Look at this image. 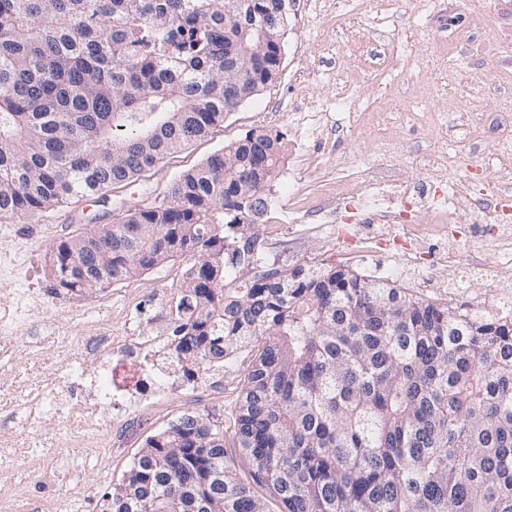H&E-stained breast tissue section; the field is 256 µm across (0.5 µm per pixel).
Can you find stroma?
Instances as JSON below:
<instances>
[{
	"label": "stroma",
	"mask_w": 512,
	"mask_h": 512,
	"mask_svg": "<svg viewBox=\"0 0 512 512\" xmlns=\"http://www.w3.org/2000/svg\"><path fill=\"white\" fill-rule=\"evenodd\" d=\"M497 39H489L472 14L471 0H296L284 39L276 83L225 116L209 135L166 157L138 180L76 199L31 217L0 220V290L34 289L25 324L0 331V452L20 444L19 458L0 459V512H101V496L121 478L147 436L183 411L222 416L234 431V411L250 364L248 352L224 367L198 395L184 399L150 395L140 406L119 401L98 411L96 427L73 441L67 411L45 406L31 417L24 395L68 385V367L93 372L97 349L116 336H171L167 301L182 260H173L121 284L89 293L56 295L49 274L55 242L112 223L126 204L161 201L173 181L224 145L255 128L283 133L285 155L265 195L270 210L287 217L309 197L359 180L373 171L392 182L425 175L439 139L448 142L447 175L480 189L484 169L503 170L500 191L512 195V132L503 133L486 102L512 109V0H485ZM496 72L485 76L488 59ZM351 99L357 129L328 116L318 134L296 126L300 112L337 94ZM434 112L441 127L420 130L386 113ZM288 248L264 234L266 265H339L370 279L383 276L390 257L369 261L344 256L335 227L296 224ZM481 272L449 276L465 305L493 308L512 298V274L498 273L495 243L470 240ZM71 386V385H68ZM78 401L87 390L71 386Z\"/></svg>",
	"instance_id": "stroma-1"
}]
</instances>
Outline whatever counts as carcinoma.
<instances>
[{"label": "carcinoma", "mask_w": 512, "mask_h": 512, "mask_svg": "<svg viewBox=\"0 0 512 512\" xmlns=\"http://www.w3.org/2000/svg\"><path fill=\"white\" fill-rule=\"evenodd\" d=\"M276 0H0V219L130 182L224 121V70ZM273 81V53L256 56ZM178 131L147 145L154 125ZM280 134L252 129L112 232L52 245L59 295L189 260L169 304L188 374L248 349L226 457L209 413L149 436L102 512H512V320L470 318L336 265L258 264ZM251 275L233 288L225 270Z\"/></svg>", "instance_id": "1"}]
</instances>
